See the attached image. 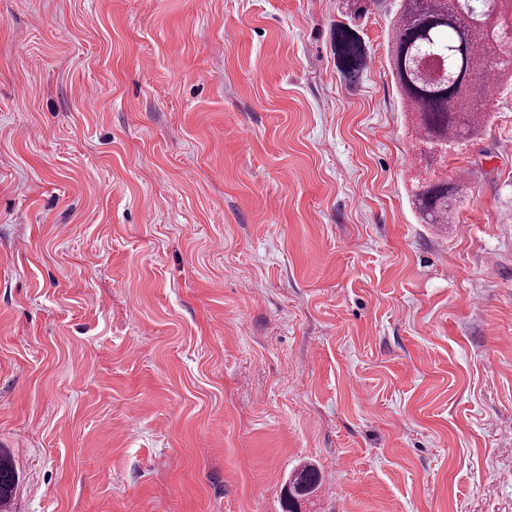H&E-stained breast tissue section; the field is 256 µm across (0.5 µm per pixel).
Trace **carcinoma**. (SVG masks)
<instances>
[{
	"label": "carcinoma",
	"instance_id": "cac0c4a2",
	"mask_svg": "<svg viewBox=\"0 0 512 512\" xmlns=\"http://www.w3.org/2000/svg\"><path fill=\"white\" fill-rule=\"evenodd\" d=\"M479 3L473 13L450 0H389L391 49L389 63L404 112L415 138L419 161L410 197L419 223H450L456 203L466 194L461 181L433 179L426 172L448 161V149L479 138L488 123L491 77L512 83V23L492 11L496 0ZM336 55L354 78L366 58L360 35L352 25L336 26ZM323 475L312 463L292 469L284 492L283 512H298L299 500L312 494ZM12 468L0 460V507L11 498Z\"/></svg>",
	"mask_w": 512,
	"mask_h": 512
}]
</instances>
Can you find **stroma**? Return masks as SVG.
<instances>
[{"label": "stroma", "instance_id": "stroma-1", "mask_svg": "<svg viewBox=\"0 0 512 512\" xmlns=\"http://www.w3.org/2000/svg\"><path fill=\"white\" fill-rule=\"evenodd\" d=\"M343 0H0L8 512H512V89L409 205ZM336 55L347 77L355 78L364 65L366 53L360 35L350 24L336 27ZM323 475L312 463L293 468L284 492L283 512H298L299 499L312 494L322 482Z\"/></svg>", "mask_w": 512, "mask_h": 512}]
</instances>
